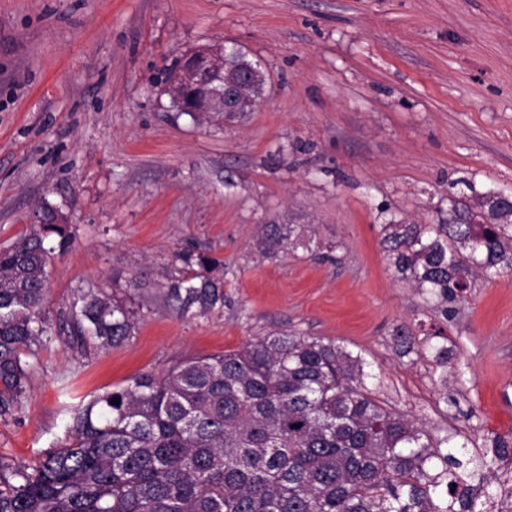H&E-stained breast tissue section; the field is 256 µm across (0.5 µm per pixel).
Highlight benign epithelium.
I'll use <instances>...</instances> for the list:
<instances>
[{
    "label": "benign epithelium",
    "instance_id": "obj_1",
    "mask_svg": "<svg viewBox=\"0 0 512 512\" xmlns=\"http://www.w3.org/2000/svg\"><path fill=\"white\" fill-rule=\"evenodd\" d=\"M242 51L236 47H203L180 58L169 75V90L176 106L188 111L182 95L191 89L206 90L204 99L192 113L247 112L256 110L261 100L252 95L259 74L240 66Z\"/></svg>",
    "mask_w": 512,
    "mask_h": 512
}]
</instances>
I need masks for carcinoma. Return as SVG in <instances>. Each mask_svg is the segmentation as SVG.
Segmentation results:
<instances>
[{
    "label": "carcinoma",
    "instance_id": "carcinoma-1",
    "mask_svg": "<svg viewBox=\"0 0 512 512\" xmlns=\"http://www.w3.org/2000/svg\"><path fill=\"white\" fill-rule=\"evenodd\" d=\"M468 189L441 224L381 225L395 272L445 317L478 276L512 267V200ZM295 232L263 224L258 245L272 257ZM69 242L62 218L0 250V417L18 408L25 358L48 337L47 266ZM175 259L181 276L167 298L176 309L222 308L221 262L202 252ZM79 302L84 343L107 349L132 335L125 304L101 291ZM394 340L401 355L414 352L409 327ZM429 349L448 381L453 351ZM363 364L332 341L269 335L139 374L77 405L71 443L36 464L0 456V512H486L473 492L493 482L501 505L512 500L498 475L499 462L512 464V434L495 436L491 457L471 454L469 437L455 441L461 432L438 438L376 399Z\"/></svg>",
    "mask_w": 512,
    "mask_h": 512
}]
</instances>
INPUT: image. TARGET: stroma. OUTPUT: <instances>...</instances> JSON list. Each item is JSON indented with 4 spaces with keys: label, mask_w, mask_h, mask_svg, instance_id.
Instances as JSON below:
<instances>
[{
    "label": "stroma",
    "mask_w": 512,
    "mask_h": 512,
    "mask_svg": "<svg viewBox=\"0 0 512 512\" xmlns=\"http://www.w3.org/2000/svg\"><path fill=\"white\" fill-rule=\"evenodd\" d=\"M214 44L265 75L245 119L187 115L167 88L178 57ZM462 179L512 195V0H0V250L45 203L71 233L0 456L34 463L68 443L80 400L272 333L361 355L373 394L435 436L511 433L512 268L446 318L381 245L382 224L446 217ZM271 223L299 234L272 259L256 243ZM184 250L223 262V308L167 302ZM98 289L135 313L119 347L72 334ZM436 333L455 352L444 373Z\"/></svg>",
    "instance_id": "35a3bbf8"
}]
</instances>
